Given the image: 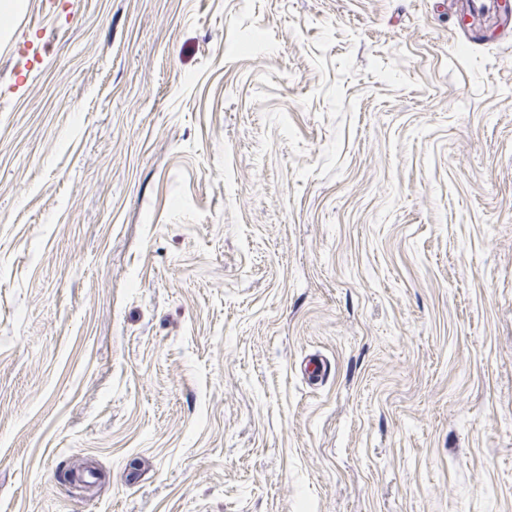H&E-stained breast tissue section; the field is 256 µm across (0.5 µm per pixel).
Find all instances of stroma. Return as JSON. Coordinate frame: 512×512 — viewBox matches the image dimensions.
<instances>
[{"label": "stroma", "instance_id": "1", "mask_svg": "<svg viewBox=\"0 0 512 512\" xmlns=\"http://www.w3.org/2000/svg\"><path fill=\"white\" fill-rule=\"evenodd\" d=\"M0 512H512L505 0H25Z\"/></svg>", "mask_w": 512, "mask_h": 512}]
</instances>
